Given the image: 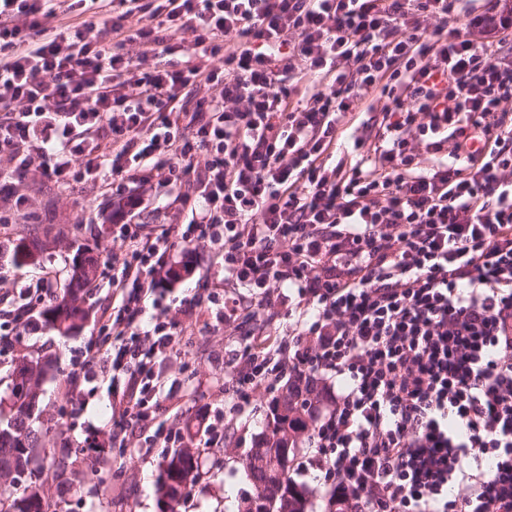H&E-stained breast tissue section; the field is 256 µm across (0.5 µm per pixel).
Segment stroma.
Here are the masks:
<instances>
[{"mask_svg": "<svg viewBox=\"0 0 512 512\" xmlns=\"http://www.w3.org/2000/svg\"><path fill=\"white\" fill-rule=\"evenodd\" d=\"M18 193L28 203L16 214L13 223L0 224V242L20 237L49 239L51 247L39 263L19 269L0 267V322H7L12 303L17 302L22 285L50 269L57 275L58 285L68 279L71 259L76 249L100 253L102 262H110L120 243L114 238L112 216L118 199L92 183L61 186L41 179L38 171L16 182ZM185 261L195 267L192 275L171 283L166 302L178 310L184 299L194 295L202 283L223 288L224 270L209 251H187ZM98 332L96 320H89L76 336L62 337L48 329L24 336L22 343L0 342V397L10 394L11 366L23 355H50L55 359L43 385L39 423V452L31 471L22 477L0 476V501L11 504L22 496L32 482L41 484L49 512H158L156 485L161 471L163 445L146 448L141 437L129 438L112 429V399L108 382L99 381L94 392L79 388L76 397L85 407L79 416H71V406L60 394L59 386L69 360L84 348ZM196 342L185 353L168 359L163 369L169 379L180 381L175 400L182 418L177 428L195 416L214 420L224 412L223 326L211 316H203L196 325ZM273 400L272 394H253L242 420L247 425L240 443L228 449L216 448L202 453L201 462L209 470L179 512H237L243 496L251 490L241 465L242 458L253 446L262 421ZM125 452L127 466L121 475L106 467V460L117 452ZM67 458L63 475H55L52 461Z\"/></svg>", "mask_w": 512, "mask_h": 512, "instance_id": "stroma-1", "label": "stroma"}]
</instances>
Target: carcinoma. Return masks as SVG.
<instances>
[{
  "mask_svg": "<svg viewBox=\"0 0 512 512\" xmlns=\"http://www.w3.org/2000/svg\"><path fill=\"white\" fill-rule=\"evenodd\" d=\"M48 241L40 238L18 239L0 246V259L8 257L11 266L20 268L33 264L48 250ZM100 257L88 250L76 251L70 265L69 281L62 295L41 313L44 326L61 336H74L84 328L89 310L81 306L82 296L87 294V284L96 279ZM51 359L48 357L22 356L15 361L12 370V387L9 396L10 416L0 420V475L21 476L28 471L39 437L32 420L39 411L41 388ZM271 418L265 429H296L292 409L273 405ZM206 475L200 457L185 453L178 448L164 460L157 483V505L168 506L160 512H176L181 501L187 498L193 487ZM279 495L274 512H307L309 494L290 473L279 480ZM14 512H45L42 488L29 485L22 497L13 503Z\"/></svg>",
  "mask_w": 512,
  "mask_h": 512,
  "instance_id": "1",
  "label": "carcinoma"
}]
</instances>
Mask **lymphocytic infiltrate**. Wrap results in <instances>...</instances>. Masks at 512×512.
Returning <instances> with one entry per match:
<instances>
[{"label": "lymphocytic infiltrate", "mask_w": 512, "mask_h": 512, "mask_svg": "<svg viewBox=\"0 0 512 512\" xmlns=\"http://www.w3.org/2000/svg\"><path fill=\"white\" fill-rule=\"evenodd\" d=\"M507 45L512 0H0V165L123 192L110 301L61 393L110 376L114 425L182 443L161 364L211 307L244 339L233 411L292 378L328 507L512 512ZM152 174L184 222H133ZM192 247L226 290L174 317L162 276Z\"/></svg>", "instance_id": "obj_1"}]
</instances>
